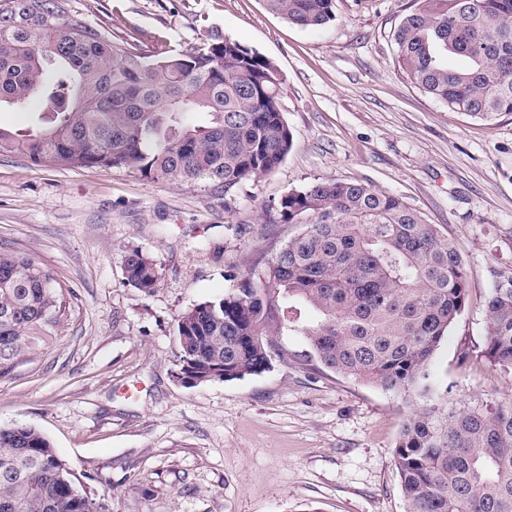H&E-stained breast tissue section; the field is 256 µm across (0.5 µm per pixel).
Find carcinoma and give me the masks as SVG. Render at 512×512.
Instances as JSON below:
<instances>
[{
  "label": "carcinoma",
  "instance_id": "obj_1",
  "mask_svg": "<svg viewBox=\"0 0 512 512\" xmlns=\"http://www.w3.org/2000/svg\"><path fill=\"white\" fill-rule=\"evenodd\" d=\"M334 2L264 0L304 29L333 20ZM393 37L398 66L424 93L472 119L512 115V0H417ZM450 53L463 64L448 68ZM280 93L270 62L220 35L188 54L158 39L144 54L70 14L66 0L0 3V107L35 103L49 123L35 134L0 128V155L229 191L288 155ZM275 211L298 231L224 295L178 316L177 378L195 386L262 374L284 357L276 338L298 331L326 368L420 402L395 449L408 512H512V400L450 407L430 379L468 296L451 242L362 182L316 181ZM122 265L131 286L153 293L154 259L128 249ZM304 308L317 319L304 321ZM65 311L49 268L0 248V377L53 339ZM487 313V357L512 368V276L494 283ZM0 512L108 509L44 434L13 424L0 427Z\"/></svg>",
  "mask_w": 512,
  "mask_h": 512
}]
</instances>
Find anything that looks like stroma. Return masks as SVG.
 I'll return each mask as SVG.
<instances>
[{"label": "stroma", "mask_w": 512, "mask_h": 512, "mask_svg": "<svg viewBox=\"0 0 512 512\" xmlns=\"http://www.w3.org/2000/svg\"><path fill=\"white\" fill-rule=\"evenodd\" d=\"M335 3L302 29L263 0H68L145 52L213 33L255 51L293 136L278 168L229 192L0 156V247L49 267L66 300L52 341L0 377V427L41 431L109 512H407L394 456L412 404L327 369L305 337H279L285 356L260 375L177 378L178 315L284 245L296 227L274 204L318 180L394 194L454 243L469 297L432 382L452 406L512 399V370L485 355V300L512 276V116L477 122L414 87L391 41L412 0ZM129 248L156 261L152 294L125 279Z\"/></svg>", "instance_id": "1"}]
</instances>
